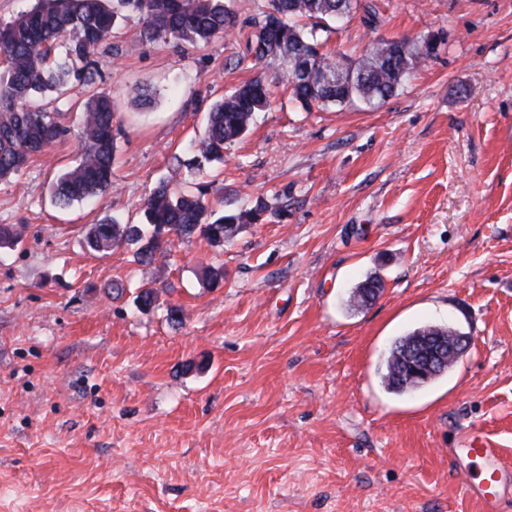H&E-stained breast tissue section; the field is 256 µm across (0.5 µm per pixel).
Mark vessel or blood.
I'll return each mask as SVG.
<instances>
[{"mask_svg": "<svg viewBox=\"0 0 512 512\" xmlns=\"http://www.w3.org/2000/svg\"><path fill=\"white\" fill-rule=\"evenodd\" d=\"M458 476L470 496L480 501L482 512H499L501 501L512 494V467L506 466L498 448L482 435L462 436L459 443ZM481 464L479 475H472L469 460Z\"/></svg>", "mask_w": 512, "mask_h": 512, "instance_id": "vessel-or-blood-1", "label": "vessel or blood"}]
</instances>
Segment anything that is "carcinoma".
Masks as SVG:
<instances>
[{
  "label": "carcinoma",
  "instance_id": "1",
  "mask_svg": "<svg viewBox=\"0 0 512 512\" xmlns=\"http://www.w3.org/2000/svg\"><path fill=\"white\" fill-rule=\"evenodd\" d=\"M130 8L141 18L138 42H175L197 46L227 36L234 29V0H36L8 21L0 20V181L8 182L28 167L31 158L67 136L70 127L58 108L48 107V93L61 97L70 80L86 86L96 83L97 55ZM357 12L375 22L370 0H268V8L254 19L255 60L274 69L275 80L287 85L303 107L360 102L382 104L420 62L434 57L427 36L413 39L415 49L406 58L392 52L385 41L371 43L362 59L346 68L352 77H336L337 59L323 51L322 33L336 15ZM273 103L272 84L264 75L235 87L210 107L203 134L195 145L194 173L212 162L224 161L226 146L244 136L260 112ZM81 152L75 164L51 184L57 205L66 208L112 188L113 164L119 128L114 126L112 99L92 94L80 107ZM271 210L260 199L246 210H216L200 185L170 186L159 182L145 198L138 224L105 218L87 229L86 246L109 253L134 246L135 261L151 264L170 251L171 237L197 234L213 246L231 242L241 225L260 224ZM22 232L0 224V248L13 247ZM383 288L377 278L359 283L349 296L360 308L374 301ZM455 327L424 325L394 340L384 360L382 378L388 389L408 394L426 385L407 369L406 353L441 337L448 345L444 368L430 373L432 381L458 363L463 354L453 349Z\"/></svg>",
  "mask_w": 512,
  "mask_h": 512
}]
</instances>
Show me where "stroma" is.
I'll use <instances>...</instances> for the list:
<instances>
[{"mask_svg":"<svg viewBox=\"0 0 512 512\" xmlns=\"http://www.w3.org/2000/svg\"><path fill=\"white\" fill-rule=\"evenodd\" d=\"M375 3L377 24L350 16L326 50L438 34L440 54L374 107L307 110L277 88L208 168L212 202L278 209L231 244L177 240L142 265L85 232L139 222L210 104L261 73L267 0H236L233 32L197 47L139 43L127 13L98 57L123 126L112 191L54 204L73 135L0 182V224L24 237L0 248V512H482L453 450L482 434L512 465V0ZM371 275L382 292L349 308ZM448 322L471 339L462 360L389 391L390 343Z\"/></svg>","mask_w":512,"mask_h":512,"instance_id":"35a3bbf8","label":"stroma"}]
</instances>
